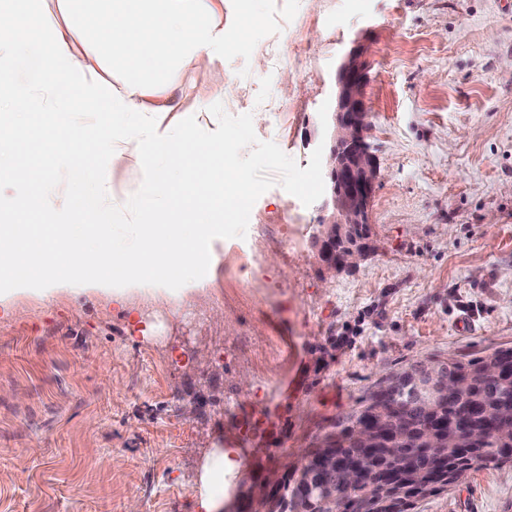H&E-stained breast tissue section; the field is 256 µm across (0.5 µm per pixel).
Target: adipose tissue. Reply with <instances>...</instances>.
<instances>
[{
    "label": "adipose tissue",
    "mask_w": 512,
    "mask_h": 512,
    "mask_svg": "<svg viewBox=\"0 0 512 512\" xmlns=\"http://www.w3.org/2000/svg\"><path fill=\"white\" fill-rule=\"evenodd\" d=\"M226 0H65L66 15L57 19L42 0H0V105L18 112H39L65 105V117L47 131L65 141L80 137L82 170L91 174L82 198L92 220L83 234L106 239V250L70 248L62 225L52 218L67 197L52 178L33 192L41 205L38 230L54 254L52 271L31 264L20 236L28 229L25 209L14 213L12 228L0 229V307L10 308L21 295L45 299L66 292L110 296L126 307L131 294L175 295L184 281L185 261L204 265L212 260L213 244L223 239L220 224L195 225L182 238L169 218L189 203L224 211V197L207 183L187 198L174 191L168 160L182 145L165 122L173 111V93L190 99L181 74L190 64L223 68L224 4ZM28 64L32 77L17 81L15 69ZM81 91L72 106L71 88ZM108 108L121 116L109 137L83 134V108ZM133 165L142 174L144 192L135 204L123 202L113 185L111 169ZM121 234L105 238L111 226ZM242 466L235 448L217 450L203 467L195 500L196 512H218L229 492L227 478Z\"/></svg>",
    "instance_id": "adipose-tissue-1"
}]
</instances>
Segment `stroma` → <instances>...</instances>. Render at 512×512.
<instances>
[{
  "label": "stroma",
  "mask_w": 512,
  "mask_h": 512,
  "mask_svg": "<svg viewBox=\"0 0 512 512\" xmlns=\"http://www.w3.org/2000/svg\"><path fill=\"white\" fill-rule=\"evenodd\" d=\"M230 34L226 112L307 168L339 59L371 50L366 93L381 176L376 251L328 280L311 237L319 204L281 186L254 204L245 238L214 245L207 284L130 311L106 297L17 298L0 310V512H195L219 448L242 469L224 512L301 467L382 374L432 356L512 346V0H251ZM190 110L216 130L213 76L187 73ZM57 113L2 112L18 139L0 189L40 223L22 188L70 189L55 223L90 218L73 181L77 142L45 138ZM192 403L193 417L181 409ZM415 512H512V467L494 463Z\"/></svg>",
  "instance_id": "35a3bbf8"
}]
</instances>
